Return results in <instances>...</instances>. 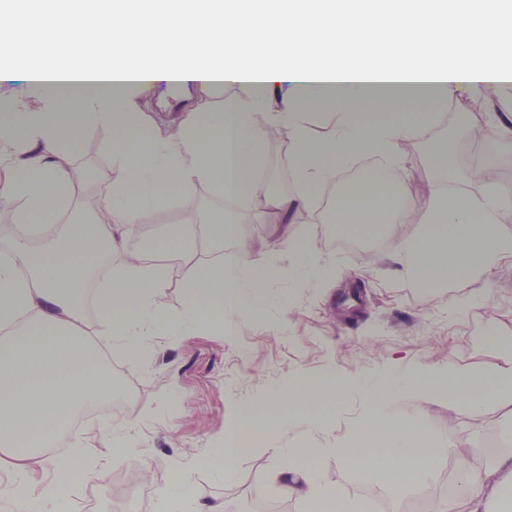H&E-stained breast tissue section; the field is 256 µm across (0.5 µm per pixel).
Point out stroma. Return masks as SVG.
<instances>
[{"label": "stroma", "instance_id": "35a3bbf8", "mask_svg": "<svg viewBox=\"0 0 512 512\" xmlns=\"http://www.w3.org/2000/svg\"><path fill=\"white\" fill-rule=\"evenodd\" d=\"M153 130L165 133L171 117L186 110L220 112L225 89L164 86L134 89ZM496 96L482 89L450 95L434 123L421 127L404 142V163L396 167L397 182L414 181L409 207L425 206V188L441 155H448L446 190L476 199L491 195L495 182L512 184V164L498 168L494 182H474L466 172L468 139L448 144L453 124L480 130L485 149L512 153V131L503 129ZM112 130L89 125L75 139L68 162L77 174L75 201L91 207L110 197L123 182L121 167L112 160ZM165 205L142 212L139 235L151 247L177 249L186 234V209L167 188ZM415 224L406 220L358 231L343 223H322L309 210L289 226L319 261L332 264V278L282 276L272 284L261 317L242 312L234 336L190 335L147 339L138 368L129 355L113 348L107 361L117 388L133 393L128 409L81 427V434L104 436L113 423L130 426L140 450L136 462L109 464L104 479L70 478L65 490L71 512H83L93 498L94 512H161L160 492L175 470L190 473L201 501L223 504L224 512H306L295 497L274 492L270 478L278 462L267 449L254 446L239 459V479H221L207 454L224 435L231 409L261 415L269 395L286 394L294 380L333 372L348 380L386 375L410 368L479 371L488 375L512 370V254L482 265L469 278L438 288H420L402 268L400 244ZM362 409L360 396L347 391L324 402L325 428L284 441H299L313 452L322 479L346 498L366 484L350 463L333 453L344 447L352 423ZM398 412L418 419L442 451L436 469L422 488L395 493L377 485L376 498L401 499L412 506L418 498L437 504L447 500L449 465L467 464L482 471L512 447L500 432L512 421V389L492 390L480 408L445 393L406 394Z\"/></svg>", "mask_w": 512, "mask_h": 512}]
</instances>
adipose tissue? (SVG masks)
Instances as JSON below:
<instances>
[{"mask_svg":"<svg viewBox=\"0 0 512 512\" xmlns=\"http://www.w3.org/2000/svg\"><path fill=\"white\" fill-rule=\"evenodd\" d=\"M18 73L43 95L35 112L0 120V199L20 207L29 221L66 210L72 174L70 145L87 123L111 127L112 157L125 180L106 203V221L71 214L61 232L40 248L18 242L0 260V472L9 477L0 497L15 512H70L63 487L74 471L98 477L103 458L134 461L138 450L126 426L111 428L100 445L72 436L78 411L99 403L113 383L105 352L120 346L139 364L149 324H165L159 292L178 278L188 294L171 336L218 331L232 335L239 312L261 314L266 290L281 278L279 253L293 256L303 272L332 277L299 239L279 249L262 243L255 260L225 256L224 241L237 218L223 214L187 238L175 254L154 251L113 269L97 290L98 337L79 331L85 275L102 250L124 252L136 235L143 209L161 204L174 182H204L227 198H247L288 223L308 210L318 182L351 158L375 153L401 162L397 146L435 117L436 104L473 87L492 89L512 103V0H38L21 8L0 0V78ZM123 74L107 98L73 97L60 110L48 76ZM231 88L220 112H187L180 132L161 137L143 131L129 96L140 82ZM288 135L293 171L301 189L271 193L258 176L263 166V118L268 107ZM309 112L336 119L323 138L304 124ZM447 165L430 183L429 207L418 230L401 244L404 265L416 285L435 287L471 276L479 264L512 253V185L474 200L448 194ZM404 203L382 200L374 188L344 190L336 210L355 228L391 223ZM512 388V371L492 377L451 370L400 371L385 379L347 382L328 372L297 378L287 396H270L264 421L229 415L225 444L212 448L225 481L239 477V457L262 443L277 456L273 478L280 491L301 499L309 512H361L313 468L306 448L283 447L285 431L324 427L315 410L285 413V402L323 401L358 390L363 411L349 436V457L360 477L405 491L432 476L435 444L418 420L395 409L407 393L444 391L483 403L488 387ZM72 437L68 457L47 459L46 449ZM52 463L56 481L29 497L32 472ZM512 486V456L476 472L460 467L456 497L468 512H489ZM164 512H223L200 502L184 470L162 490Z\"/></svg>","mask_w":512,"mask_h":512,"instance_id":"adipose-tissue-1","label":"adipose tissue"}]
</instances>
